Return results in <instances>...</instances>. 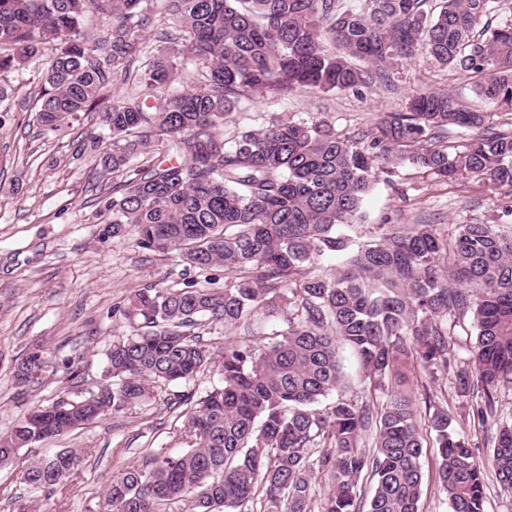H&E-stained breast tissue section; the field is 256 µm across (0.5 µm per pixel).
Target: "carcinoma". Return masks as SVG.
Returning <instances> with one entry per match:
<instances>
[{
  "instance_id": "carcinoma-1",
  "label": "carcinoma",
  "mask_w": 512,
  "mask_h": 512,
  "mask_svg": "<svg viewBox=\"0 0 512 512\" xmlns=\"http://www.w3.org/2000/svg\"><path fill=\"white\" fill-rule=\"evenodd\" d=\"M0 0V73L41 59L36 120L59 136L80 112L104 104L94 147L108 144L112 197L97 218L112 237L127 228L147 251L173 253L182 287L130 293L117 311L130 334L112 343L97 395L39 406L0 435V467L20 450L58 439L150 395L152 383H190L217 370L220 384L185 413L194 442L160 450L112 478L106 512H253L256 493L281 512H311L314 471L329 474L320 512H421L424 430L434 434L438 478L450 512H485L487 470L512 494V424L500 421L492 389L512 383V236L495 224H461L453 240L430 224L379 225L376 242L353 249L344 229L380 174L396 161L440 178L483 176L512 187V133H490L484 115L446 91L411 96L407 111L379 121L361 141L322 120L284 116L224 137L225 117L260 93L282 99L299 88L352 91L394 62L420 57L483 75L475 93L512 111V22L479 28L495 0ZM156 28L148 40L143 32ZM195 69L198 88L183 86ZM123 95L104 103L110 76ZM158 98L155 105L148 103ZM463 129L457 147L440 134ZM346 253L332 277L313 267ZM224 269V286L212 271ZM470 314L467 352L476 381L459 383L468 415L497 434L486 452L460 435L428 397L427 427L391 385L412 358L431 380L456 361L454 317ZM243 339L206 343L202 323ZM356 356L375 403L319 401L342 382L337 348ZM48 361L34 351L17 385ZM83 464L62 448L23 474L53 493ZM374 491L361 508L362 481Z\"/></svg>"
}]
</instances>
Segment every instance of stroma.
<instances>
[{
    "instance_id": "1",
    "label": "stroma",
    "mask_w": 512,
    "mask_h": 512,
    "mask_svg": "<svg viewBox=\"0 0 512 512\" xmlns=\"http://www.w3.org/2000/svg\"><path fill=\"white\" fill-rule=\"evenodd\" d=\"M13 92L0 99V432L8 430L37 404L76 398L109 384L106 352L128 332L113 318L112 306L135 288L176 286L173 256L136 246L133 235L103 237L95 219L101 197L112 193V173L88 138L94 114L70 121L64 136L47 134L32 110L41 84L38 66L9 74ZM390 84L373 80L354 92L298 91L279 101L254 95L226 117L225 134L259 128L276 112L296 121L325 120L337 134L359 138L388 112H401L409 95L448 89L468 107L487 113L494 129L511 132L512 113L476 96L477 74L443 69L429 60L398 61ZM364 218L351 226L354 243L378 240L380 225L408 228L433 225L454 238L461 224H496L512 233V187L463 174L444 181L419 173L409 164L393 165L382 175L363 205ZM43 350L50 365L37 387L19 388L12 368L30 351ZM469 364H452L438 382L419 366L403 369L402 390L418 416H425L426 394H440V406L462 412L456 387L471 375ZM219 381L208 372L189 384L157 385L149 400L66 437L22 449L0 468V512H102L105 489L127 466L148 453H172L189 447L179 395L201 398ZM60 448H78L81 470L54 493L32 489L22 475L29 463ZM421 512H450L437 474L434 448L424 450Z\"/></svg>"
}]
</instances>
